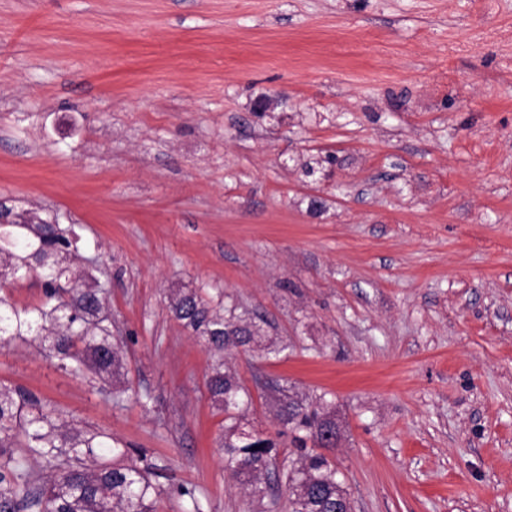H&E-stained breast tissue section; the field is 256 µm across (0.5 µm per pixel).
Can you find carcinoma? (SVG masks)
Listing matches in <instances>:
<instances>
[{
	"label": "carcinoma",
	"mask_w": 512,
	"mask_h": 512,
	"mask_svg": "<svg viewBox=\"0 0 512 512\" xmlns=\"http://www.w3.org/2000/svg\"><path fill=\"white\" fill-rule=\"evenodd\" d=\"M0 211V287L34 272L44 295L23 307L0 298V342L33 336L61 367L121 382L123 354L112 335L108 290L89 274L95 261L73 251L74 231L35 212L25 219L2 201ZM171 310L216 353L257 343L255 330L224 318L195 290L181 292ZM207 387L224 406V465L244 476L248 494L262 500L277 446L254 439L241 425L251 397L233 374L218 368ZM330 417L320 398L291 396L279 407L278 420L293 447L282 469L291 492L288 512H351L336 464L316 451L319 430ZM125 456L110 434L68 427L36 396L0 384V512H157L162 491L152 481L153 466L144 456L141 466ZM29 457L41 463L40 472L26 465Z\"/></svg>",
	"instance_id": "1"
}]
</instances>
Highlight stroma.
Wrapping results in <instances>:
<instances>
[{"instance_id": "1", "label": "stroma", "mask_w": 512, "mask_h": 512, "mask_svg": "<svg viewBox=\"0 0 512 512\" xmlns=\"http://www.w3.org/2000/svg\"><path fill=\"white\" fill-rule=\"evenodd\" d=\"M0 200L95 259L129 390L31 341L0 383L160 512H288L224 466L220 365L284 455L282 395L326 397L352 512H512V0H0ZM188 290L260 346L210 352Z\"/></svg>"}]
</instances>
